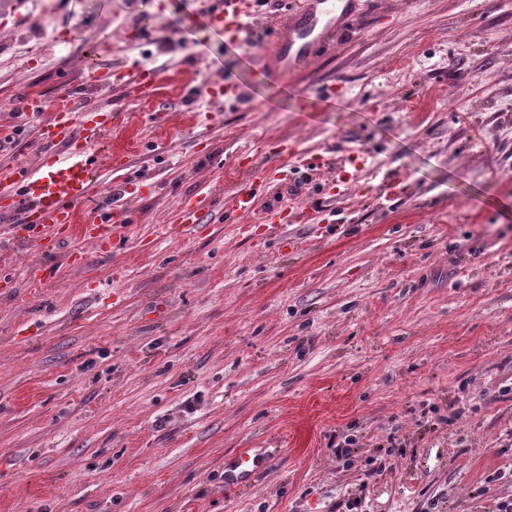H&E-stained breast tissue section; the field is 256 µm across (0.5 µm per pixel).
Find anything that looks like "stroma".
Wrapping results in <instances>:
<instances>
[{"label": "stroma", "instance_id": "obj_1", "mask_svg": "<svg viewBox=\"0 0 512 512\" xmlns=\"http://www.w3.org/2000/svg\"><path fill=\"white\" fill-rule=\"evenodd\" d=\"M212 0H0L16 112L136 69L84 267L0 252V512H496L512 502V0H358L331 51L266 73ZM233 78L244 100L205 87ZM323 160L289 189L298 157ZM264 170L254 209L219 202ZM211 221L185 234L182 199ZM44 268L30 283L31 268ZM244 448L270 467L224 478ZM91 78L93 81L107 89L112 90L113 88H121V89H135L142 85L141 81H138L141 76H138L135 81L131 80V78H135V76H130L129 74L119 71L113 72L112 69L105 70L99 67L97 63L94 64L91 72ZM138 81V82H136ZM271 457L255 448H245L234 460L232 474L224 478V489L240 491L250 487L256 475L268 468Z\"/></svg>", "mask_w": 512, "mask_h": 512}]
</instances>
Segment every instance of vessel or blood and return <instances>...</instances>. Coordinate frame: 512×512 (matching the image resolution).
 <instances>
[{
	"mask_svg": "<svg viewBox=\"0 0 512 512\" xmlns=\"http://www.w3.org/2000/svg\"><path fill=\"white\" fill-rule=\"evenodd\" d=\"M356 0H336V10L326 25H319L310 0H281L288 15L287 24L265 32L252 19L248 0H218L210 14L213 27L222 29L226 38L237 45H247L261 35H268L272 46L273 72L283 73L309 64L320 50L329 48L353 16ZM93 81L105 88L133 89L137 83L129 74L93 67ZM26 114L35 124V138L41 146L37 167L19 164L8 173L14 191L0 202V216L11 225L12 240L42 254L63 255L80 266L85 262L82 248L72 246V235L98 248L111 246L116 223L126 215L112 206L110 199L97 196L93 178L101 164L97 152L105 134L123 121V113L111 106H95V119L67 107L47 111L43 100L25 97ZM266 182L258 170H249L234 192L224 199V219L234 223L250 212L263 192ZM46 224L60 226L52 238L41 234ZM271 458L265 452L247 448L234 460L233 470L224 481L228 491L250 487L256 475L266 470Z\"/></svg>",
	"mask_w": 512,
	"mask_h": 512,
	"instance_id": "obj_1",
	"label": "vessel or blood"
}]
</instances>
